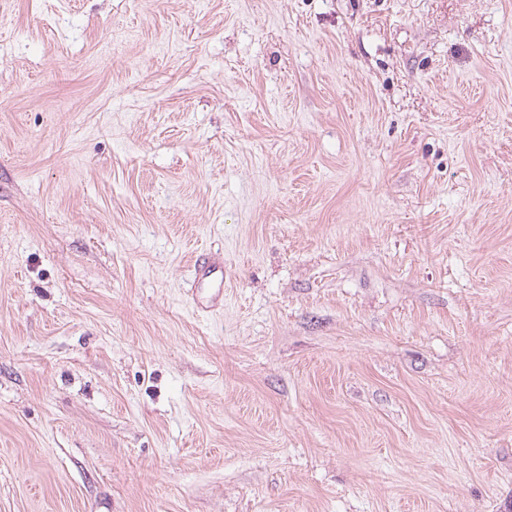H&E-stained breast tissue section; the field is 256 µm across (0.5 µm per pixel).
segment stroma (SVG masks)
I'll return each mask as SVG.
<instances>
[{"label":"stroma","mask_w":512,"mask_h":512,"mask_svg":"<svg viewBox=\"0 0 512 512\" xmlns=\"http://www.w3.org/2000/svg\"><path fill=\"white\" fill-rule=\"evenodd\" d=\"M0 512H512V0H0ZM217 273H220V277ZM193 283L206 286L205 292H192L193 304L198 305L203 298L224 303V260L212 253H199L193 263Z\"/></svg>","instance_id":"35a3bbf8"}]
</instances>
